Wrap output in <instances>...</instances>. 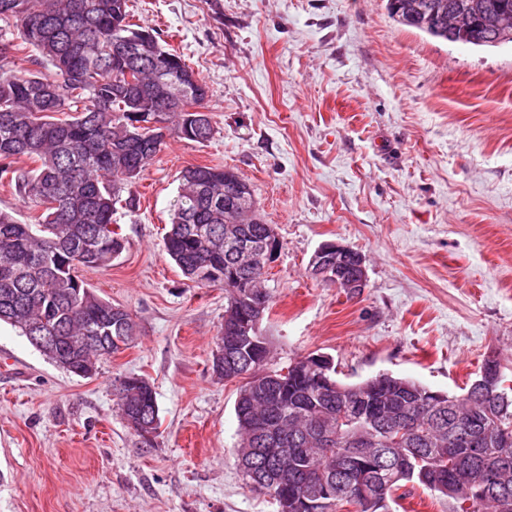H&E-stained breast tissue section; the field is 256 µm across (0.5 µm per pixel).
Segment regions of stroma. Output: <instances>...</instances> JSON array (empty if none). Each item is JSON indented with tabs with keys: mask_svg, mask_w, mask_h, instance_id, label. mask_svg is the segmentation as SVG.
<instances>
[{
	"mask_svg": "<svg viewBox=\"0 0 512 512\" xmlns=\"http://www.w3.org/2000/svg\"><path fill=\"white\" fill-rule=\"evenodd\" d=\"M203 79L214 137L169 139L114 219L127 244L82 278L137 324L81 378L0 326V512H277L236 466L238 385L217 379L224 291L163 250L179 171L234 169L280 247L265 288L268 369L324 354L338 380L380 373L462 394L497 357L512 379V43L398 24L384 0H131ZM366 258L346 294L314 279L319 246ZM153 386L144 444L114 383Z\"/></svg>",
	"mask_w": 512,
	"mask_h": 512,
	"instance_id": "stroma-1",
	"label": "stroma"
}]
</instances>
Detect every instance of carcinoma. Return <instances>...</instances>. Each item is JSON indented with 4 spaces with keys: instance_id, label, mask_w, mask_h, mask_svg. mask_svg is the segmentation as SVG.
Wrapping results in <instances>:
<instances>
[{
    "instance_id": "1",
    "label": "carcinoma",
    "mask_w": 512,
    "mask_h": 512,
    "mask_svg": "<svg viewBox=\"0 0 512 512\" xmlns=\"http://www.w3.org/2000/svg\"><path fill=\"white\" fill-rule=\"evenodd\" d=\"M129 2L0 0V18L14 26V37L0 42V184L36 212L28 221L0 210V323L25 337H55L35 348L71 375L83 362L97 366L119 353L115 338L136 335L131 313L80 276L110 266L126 248L123 236L105 230L116 204H135L133 187L167 136L203 144L215 131L205 83L153 30L131 22ZM386 10L399 24L445 41L512 42V0H386ZM29 47L34 67L16 66L14 53ZM153 116L161 125L149 124ZM23 157L31 168L17 167ZM178 181L165 252L196 286L224 289V314L250 315L247 284L262 286L265 273L234 269L226 241L264 240L265 225L252 218L253 191H238L241 178L226 167L186 166ZM264 344L219 346L212 367L219 379L241 382L236 461H255L269 482L288 470V486L263 491L278 512H340L346 504L355 512H389L409 483L448 498L450 512H512V440L498 436L499 428L512 427V386L502 372L492 392L471 386L461 396L410 378L409 391L386 379L365 390L340 381L323 394L297 374L277 385L267 404L254 392L274 381L249 374L250 364L269 357ZM116 398L126 421L159 414L144 378L116 389ZM402 409L407 426L393 441L382 429ZM253 413L267 416L264 430L252 427ZM322 430L337 434L327 450L316 441ZM373 435L385 440L353 447ZM501 457L509 458L507 469L496 485H485L486 470ZM357 478L371 486L372 504L346 499ZM322 481L336 484L340 496L317 505Z\"/></svg>"
}]
</instances>
